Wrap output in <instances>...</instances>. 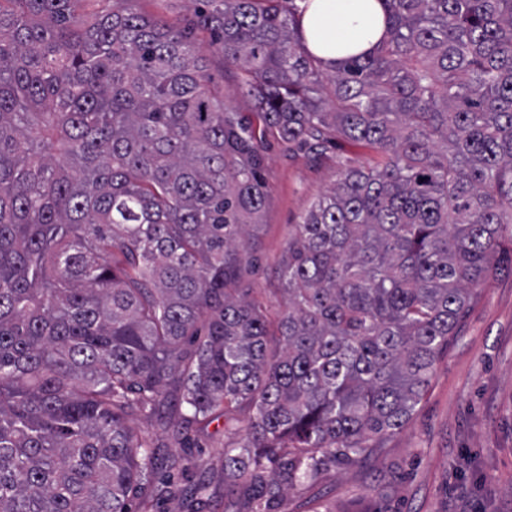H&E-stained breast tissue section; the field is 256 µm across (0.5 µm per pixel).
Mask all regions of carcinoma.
I'll use <instances>...</instances> for the list:
<instances>
[{
  "label": "carcinoma",
  "mask_w": 512,
  "mask_h": 512,
  "mask_svg": "<svg viewBox=\"0 0 512 512\" xmlns=\"http://www.w3.org/2000/svg\"><path fill=\"white\" fill-rule=\"evenodd\" d=\"M0 0V512H130L175 439L247 412L224 486L274 499L414 416L512 229V0H385L387 37L330 74L279 0H202L254 112L189 33L102 0ZM340 165L271 316L242 287L266 133ZM188 512L211 499L199 477Z\"/></svg>",
  "instance_id": "obj_1"
}]
</instances>
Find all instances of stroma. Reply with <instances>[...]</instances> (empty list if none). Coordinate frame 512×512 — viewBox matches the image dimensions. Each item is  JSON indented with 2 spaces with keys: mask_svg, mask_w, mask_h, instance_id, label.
Listing matches in <instances>:
<instances>
[{
  "mask_svg": "<svg viewBox=\"0 0 512 512\" xmlns=\"http://www.w3.org/2000/svg\"><path fill=\"white\" fill-rule=\"evenodd\" d=\"M137 11L157 15L178 29L193 31L212 85L236 111H253L239 88L236 71L224 64L210 33L196 30L199 0H137ZM378 154L360 143L331 144L319 161L306 151L268 138L263 170L269 198L262 216L254 265L245 278L253 299L283 309L276 270L304 209L336 179L339 163L377 162ZM137 427L164 453L194 463L220 492L210 512H512V233H505L491 275L460 323L423 402L398 433L381 440L368 459L325 466L311 481L286 488L273 501L245 506L238 490L224 489V448L241 442L249 418L220 416L194 425L181 440L168 437L153 415Z\"/></svg>",
  "mask_w": 512,
  "mask_h": 512,
  "instance_id": "obj_1",
  "label": "stroma"
}]
</instances>
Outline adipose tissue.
<instances>
[{"mask_svg":"<svg viewBox=\"0 0 512 512\" xmlns=\"http://www.w3.org/2000/svg\"><path fill=\"white\" fill-rule=\"evenodd\" d=\"M300 8L307 50L331 69L374 51L386 35L383 0H302Z\"/></svg>","mask_w":512,"mask_h":512,"instance_id":"1","label":"adipose tissue"}]
</instances>
